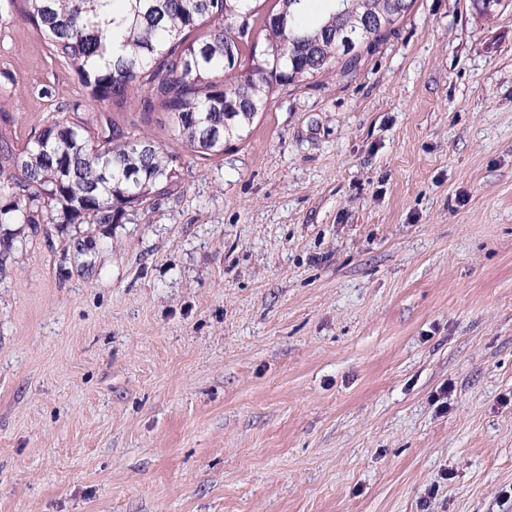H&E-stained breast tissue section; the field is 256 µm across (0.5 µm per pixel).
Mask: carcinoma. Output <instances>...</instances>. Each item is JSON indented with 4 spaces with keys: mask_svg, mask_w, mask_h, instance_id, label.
I'll use <instances>...</instances> for the list:
<instances>
[{
    "mask_svg": "<svg viewBox=\"0 0 512 512\" xmlns=\"http://www.w3.org/2000/svg\"><path fill=\"white\" fill-rule=\"evenodd\" d=\"M54 55L68 63L96 106L119 112L129 94L166 114L168 129L201 157L265 110L278 86L316 77L343 56L344 71L387 31L348 32L353 15L386 0H308L331 5L315 22L303 0H7ZM249 52L251 66L241 63ZM173 159L103 112L75 101L19 145L0 131V224H121L168 194Z\"/></svg>",
    "mask_w": 512,
    "mask_h": 512,
    "instance_id": "carcinoma-1",
    "label": "carcinoma"
}]
</instances>
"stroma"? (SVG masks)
Returning a JSON list of instances; mask_svg holds the SVG:
<instances>
[{
    "label": "stroma",
    "instance_id": "1",
    "mask_svg": "<svg viewBox=\"0 0 512 512\" xmlns=\"http://www.w3.org/2000/svg\"><path fill=\"white\" fill-rule=\"evenodd\" d=\"M89 99L0 12L15 141ZM117 118L169 195L0 226V512H512V0H414L218 156Z\"/></svg>",
    "mask_w": 512,
    "mask_h": 512
}]
</instances>
